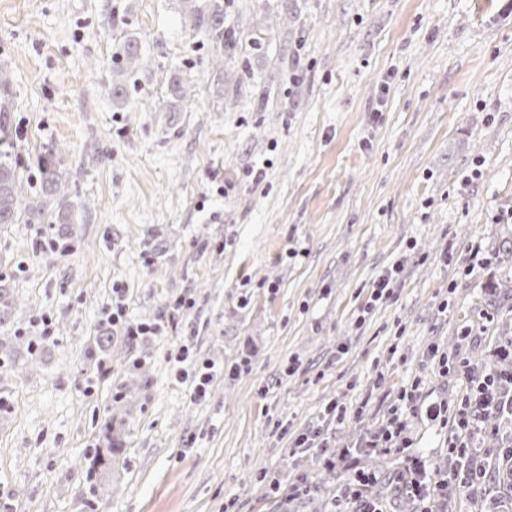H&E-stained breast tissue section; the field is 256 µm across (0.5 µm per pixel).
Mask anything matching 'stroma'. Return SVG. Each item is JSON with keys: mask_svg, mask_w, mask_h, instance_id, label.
<instances>
[{"mask_svg": "<svg viewBox=\"0 0 512 512\" xmlns=\"http://www.w3.org/2000/svg\"><path fill=\"white\" fill-rule=\"evenodd\" d=\"M224 16L218 70L181 0H0V152L32 194L53 156L68 200L89 203L62 241L35 235L51 205L0 225L13 512H85L110 419L126 448L110 512H275L272 479L329 474L292 456L300 434L353 447L415 380L422 403L456 402L458 371L429 349L478 376L512 337V0H224ZM127 33L146 64L119 108ZM177 75L193 95L174 112ZM395 264L393 295L371 301ZM105 331L128 358L93 355ZM406 423L445 463L444 429L418 409ZM117 67L112 69V101L116 105H122L127 100V86L124 74L135 70L143 61V50L135 36L126 34L117 47Z\"/></svg>", "mask_w": 512, "mask_h": 512, "instance_id": "1", "label": "stroma"}]
</instances>
